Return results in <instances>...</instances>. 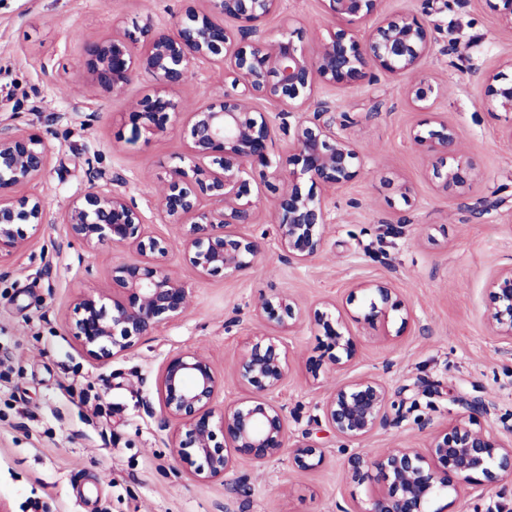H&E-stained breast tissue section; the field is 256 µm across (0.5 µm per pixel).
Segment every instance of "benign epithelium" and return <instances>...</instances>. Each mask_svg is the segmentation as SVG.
<instances>
[{
  "mask_svg": "<svg viewBox=\"0 0 512 512\" xmlns=\"http://www.w3.org/2000/svg\"><path fill=\"white\" fill-rule=\"evenodd\" d=\"M207 2L204 11L188 10L183 22H146L138 38L114 35L85 42L84 68L102 94H122L141 73L155 81L153 94L133 112L132 138L149 139L164 133L169 123L182 121L187 152L165 172L154 207L164 223L178 226L183 260L200 276L246 271L264 250L261 240L234 230L257 221V206L242 202L248 195L243 173L255 162L274 168L272 176L283 182L270 215L276 245L288 260L307 262L323 250L328 224L324 197L314 188L337 189L351 182L363 162L350 134L356 118L348 113L336 117L329 102L315 100L316 92L357 85L372 68L392 76L415 73L433 52L432 35L414 14L386 18L363 31L379 15L383 0H322L336 25L328 38L308 48L291 36L268 39L260 34L258 24L277 12L282 0ZM225 18L238 24L237 34L227 31ZM204 62L224 65L232 89L184 112L172 90ZM501 79L498 73L489 78L499 82L489 88L490 110L511 113L512 81ZM437 92L439 87L425 77L407 87L408 98L421 109L432 108ZM263 98L275 101L279 111L259 110L255 102ZM278 130L288 137V153L274 162L268 144ZM409 139L430 160L429 172L440 190L461 195L475 180L474 169L455 158L460 131L448 120L434 116L425 128L410 132ZM49 160L40 136L0 131V265L25 247L23 227L44 223L41 199L18 198L15 191L40 180ZM62 223L90 252L111 246L132 254L112 264L109 291L76 299L69 329L88 357H120L186 313L189 293L166 264L172 241L147 231L124 182L96 173L70 202ZM360 291L368 302L349 318L334 302L309 311L281 293L262 297L253 312L281 331L310 319L322 336L321 354L308 360V372L316 379L324 366L340 368L355 358L350 321L379 327L384 337L390 336L393 314L401 321L397 332L408 326L410 312L390 282H366ZM490 297L486 319L512 347V266L497 274ZM288 370V351L280 337L251 340L235 372L245 396L220 410L216 398L221 381L209 356L181 351L165 359L157 398L164 420L174 425L177 458L193 467L196 479L221 480L241 458L263 463L289 447L288 415L274 398ZM405 403L404 398L393 399L382 381L361 377L337 384L322 413L336 437L360 443L386 424L390 414L400 416ZM461 405L464 411L448 426L432 430L424 448L347 456L352 482L361 484L371 475L376 479L370 507L360 512H440L432 510L434 502L458 494L464 485L512 479V437L479 423L478 416L489 411L485 402L463 399ZM291 447L296 467L313 469L323 463L324 452L316 442Z\"/></svg>",
  "mask_w": 512,
  "mask_h": 512,
  "instance_id": "1",
  "label": "benign epithelium"
}]
</instances>
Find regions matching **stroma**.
Wrapping results in <instances>:
<instances>
[{
  "label": "stroma",
  "mask_w": 512,
  "mask_h": 512,
  "mask_svg": "<svg viewBox=\"0 0 512 512\" xmlns=\"http://www.w3.org/2000/svg\"><path fill=\"white\" fill-rule=\"evenodd\" d=\"M207 0H0V127L40 134L51 146L46 175L22 186L40 197L48 224L27 228L28 244L0 266V501L10 512H355L374 485L351 482L347 454L327 427L321 407L336 383L362 376L390 392L418 384V404L360 443L370 455L422 448L431 426L450 423L453 399L483 400L481 423L512 434V354L486 321L496 273L512 265V116L490 112L488 76L512 72V29L503 27L492 0H452L436 12L424 0H383L382 16L417 15L432 27L435 49L421 65L437 79L434 110L461 130L457 155L477 178L465 195L439 191L429 162L409 140L428 120L406 97L408 77L375 71L372 80L322 88L336 113H351V135L364 153L349 184L326 191L329 212L323 251L300 264L285 260L273 241L274 198L268 169L247 168L248 197L260 209L240 233L266 240L253 267L241 274L202 277L180 252L169 269L190 294L186 314L152 338L107 362L88 357L69 331L77 296L107 291L119 249L88 252L59 217L95 172L120 177L149 230L172 238L154 203L167 168L186 152L181 123L166 133L128 143L129 114L154 89L136 76L117 97L97 94L82 67L87 39L136 32L147 20L170 22ZM331 26L321 0H283L259 27L270 38L294 30L312 46ZM224 82L221 66L197 65L173 95L202 104ZM409 186L401 196L400 186ZM498 191L500 205L479 213ZM387 280L409 307L413 323L394 340L357 329V355L344 369L307 374L319 356L309 322L284 334L290 369L276 400L288 414L291 441L310 438L325 451L320 467L296 468L289 453L239 461L224 479L202 482L176 461L156 383L164 360L198 350L224 380L217 405L244 392L235 379L247 342L264 334L252 314L259 298L283 292L307 309L330 300L351 312L359 283Z\"/></svg>",
  "instance_id": "35a3bbf8"
}]
</instances>
